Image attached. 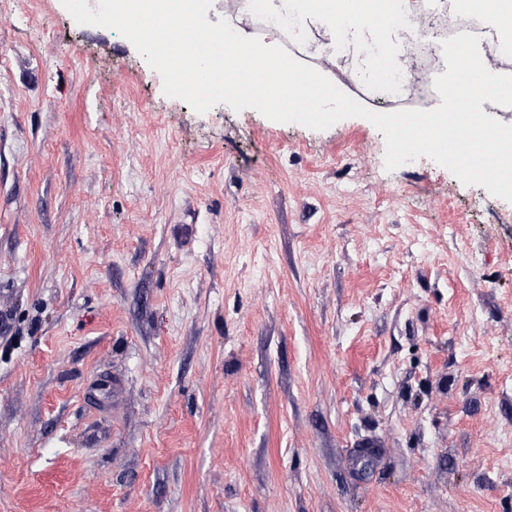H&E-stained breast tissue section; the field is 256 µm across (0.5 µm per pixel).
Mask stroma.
<instances>
[{"label":"stroma","mask_w":512,"mask_h":512,"mask_svg":"<svg viewBox=\"0 0 512 512\" xmlns=\"http://www.w3.org/2000/svg\"><path fill=\"white\" fill-rule=\"evenodd\" d=\"M384 151L0 0V512H512V203Z\"/></svg>","instance_id":"1"}]
</instances>
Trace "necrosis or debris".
I'll return each instance as SVG.
<instances>
[{
    "instance_id": "obj_1",
    "label": "necrosis or debris",
    "mask_w": 512,
    "mask_h": 512,
    "mask_svg": "<svg viewBox=\"0 0 512 512\" xmlns=\"http://www.w3.org/2000/svg\"><path fill=\"white\" fill-rule=\"evenodd\" d=\"M310 15L301 0H283L275 11L254 0H224V18L235 30L265 43L276 41L295 59L317 68L321 62ZM382 21L385 29L402 35L392 52L396 65L372 79L349 72L351 85L346 89L378 112L434 108L440 97L428 76L444 66L442 41L461 32L475 34L484 43L490 39L482 14L449 10L445 0H393L386 5Z\"/></svg>"
}]
</instances>
